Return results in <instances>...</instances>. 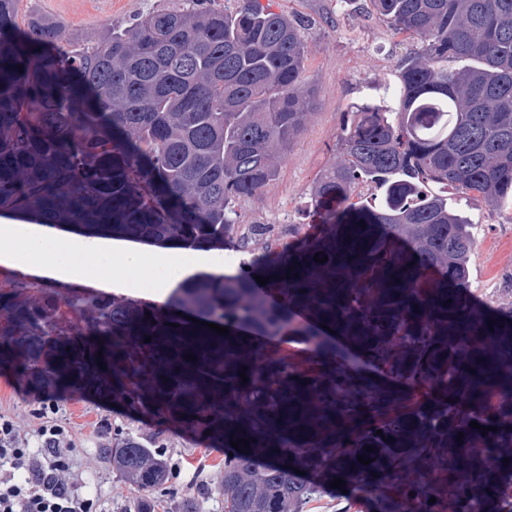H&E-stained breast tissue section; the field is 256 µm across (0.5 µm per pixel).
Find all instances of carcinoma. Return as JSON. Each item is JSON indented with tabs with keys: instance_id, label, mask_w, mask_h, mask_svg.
<instances>
[{
	"instance_id": "carcinoma-1",
	"label": "carcinoma",
	"mask_w": 512,
	"mask_h": 512,
	"mask_svg": "<svg viewBox=\"0 0 512 512\" xmlns=\"http://www.w3.org/2000/svg\"><path fill=\"white\" fill-rule=\"evenodd\" d=\"M207 2L78 39L40 14L21 28L16 0H0V209L189 249L231 236L249 254L245 273L187 280L161 308L101 298L77 331L56 291L0 292V369L224 448V512H302L336 478L373 512H512V455L496 453L512 445V287L472 298L475 225L429 189L512 206V0L359 4L417 44L396 107L356 103L341 122L339 160L311 189L313 206L340 209L315 237L243 226L236 209L277 179L311 115L307 24L261 0ZM274 343L305 346L310 365ZM105 452L147 492L170 479L133 436Z\"/></svg>"
}]
</instances>
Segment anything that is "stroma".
Listing matches in <instances>:
<instances>
[{
  "label": "stroma",
  "instance_id": "1",
  "mask_svg": "<svg viewBox=\"0 0 512 512\" xmlns=\"http://www.w3.org/2000/svg\"><path fill=\"white\" fill-rule=\"evenodd\" d=\"M178 0H18L17 16L40 13L62 21L70 34L91 37L105 24L125 25L137 16L162 9ZM276 12L307 20L306 76L315 91V113L304 132L279 160V176L240 210L246 222L299 224L305 235L319 231V216L310 212V190L320 173L335 163L336 134L353 104L391 106L398 85V62L405 52L385 23L356 11L347 0H269ZM449 204L476 226L470 288L476 299L493 295L512 275V207L492 209L479 198L449 194ZM19 278L30 287L51 288L86 307L106 297L125 300V293L70 281L47 280L0 266V281ZM58 419L75 440L72 470L79 490L96 501V512H137L139 488L113 471L103 449L113 430L136 436L159 449L174 473L152 494L155 512L171 504L196 500L200 512H224L214 488L224 476V451L179 427L159 429L156 421L129 411L123 403L108 404L93 393L78 390L60 394ZM37 398L28 393L21 376L0 370V414L12 417L23 431L41 424Z\"/></svg>",
  "mask_w": 512,
  "mask_h": 512
}]
</instances>
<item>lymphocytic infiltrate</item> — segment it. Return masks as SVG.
I'll return each instance as SVG.
<instances>
[{"label":"lymphocytic infiltrate","instance_id":"lymphocytic-infiltrate-1","mask_svg":"<svg viewBox=\"0 0 512 512\" xmlns=\"http://www.w3.org/2000/svg\"><path fill=\"white\" fill-rule=\"evenodd\" d=\"M50 415L27 435L0 414V512H94L92 498L79 495L70 478L74 441Z\"/></svg>","mask_w":512,"mask_h":512}]
</instances>
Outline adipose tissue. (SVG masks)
<instances>
[{"label":"adipose tissue","mask_w":512,"mask_h":512,"mask_svg":"<svg viewBox=\"0 0 512 512\" xmlns=\"http://www.w3.org/2000/svg\"><path fill=\"white\" fill-rule=\"evenodd\" d=\"M115 255L120 257L129 276L144 262H152L154 276L142 285L140 295L158 303L165 302L171 288L201 261L197 253L181 248L151 250L121 239L77 236L39 224L0 226V265L34 276L74 277L109 288L115 278L107 262Z\"/></svg>","instance_id":"adipose-tissue-1"}]
</instances>
